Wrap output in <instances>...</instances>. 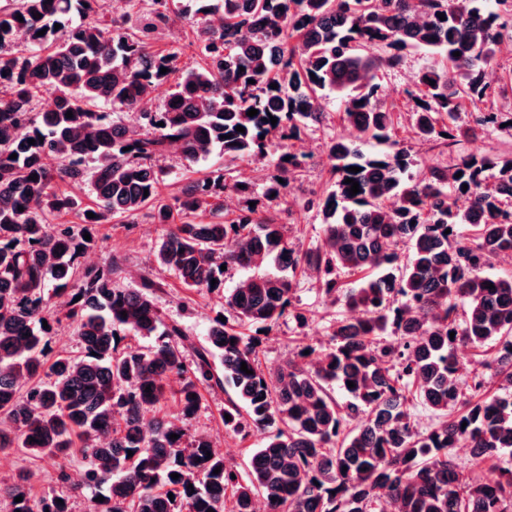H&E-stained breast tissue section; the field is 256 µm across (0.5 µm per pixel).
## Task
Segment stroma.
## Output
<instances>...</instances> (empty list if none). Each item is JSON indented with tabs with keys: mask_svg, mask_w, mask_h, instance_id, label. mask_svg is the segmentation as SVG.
<instances>
[{
	"mask_svg": "<svg viewBox=\"0 0 512 512\" xmlns=\"http://www.w3.org/2000/svg\"><path fill=\"white\" fill-rule=\"evenodd\" d=\"M428 60L424 51H408L403 64L382 78L386 105L399 122L397 137L405 146L411 143L405 123L413 106L410 93L416 88L418 72ZM324 110L326 119L323 124L291 143L293 152L307 156L308 165L299 179L291 183L285 202L277 207L281 223L287 226L289 241L300 251L314 248L324 236L322 213L318 208L309 206L308 201L331 190L333 180L326 144L330 139L345 136L348 129L341 116V103L336 97L325 100ZM279 155V150L274 149L262 160L245 158L229 163L214 154L193 165L173 155L168 160L170 172L162 190L165 195H177L209 167L220 165L224 168L227 183L247 181L255 196L259 197L265 185L278 173ZM162 231V225L143 215L130 219L126 224L101 225L98 242L84 257L83 263L95 267L118 262L119 269L114 279L124 288L140 287L146 277L154 280L157 284L155 298L165 322L178 323L193 343H203L212 318L222 314L226 319H233V312L227 311L224 304V294L236 288L245 273L238 268L229 269L224 275V289L220 292L184 288L173 272L159 269L155 262V244ZM293 285L292 307L296 314H304V321H296L295 314L263 329L255 325L243 328L245 334L261 339L259 359L263 369L276 370L306 345L313 347L316 353H323L331 346V332L336 320L348 314L344 305L331 304L321 295L315 272L298 270ZM231 396L228 389L203 391L198 410L188 425L194 434L210 439L223 452L226 462L245 474L249 471V456L253 449L262 446L265 433L255 428L239 432L225 427L221 413ZM83 466L84 460L78 451L73 452L62 466L53 460L36 458L16 449L0 454V476L8 478L19 470H30L34 475V493L66 496L72 512H85L86 504L78 488ZM62 469L69 475L64 483L57 479Z\"/></svg>",
	"mask_w": 512,
	"mask_h": 512,
	"instance_id": "obj_1",
	"label": "stroma"
}]
</instances>
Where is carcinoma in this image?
<instances>
[{"instance_id": "obj_1", "label": "carcinoma", "mask_w": 512, "mask_h": 512, "mask_svg": "<svg viewBox=\"0 0 512 512\" xmlns=\"http://www.w3.org/2000/svg\"><path fill=\"white\" fill-rule=\"evenodd\" d=\"M97 2L0 4V453L56 460L81 449L87 512H224L229 496L232 512H256L260 501L265 512H377L382 499L398 512H512V277L486 274L512 251V101L501 103L512 71L491 78L512 0H186L205 22L189 43L203 65L185 69L183 47L155 49L172 22L169 0H127L129 27L109 24ZM410 49L431 54L410 93L414 136L434 150L426 158L396 139L377 82ZM168 83L165 104L149 107ZM329 94L360 136L327 146L334 185L319 199L326 227L316 248L294 250L270 208L246 204L221 220L217 200L249 184L227 185L220 169L178 197L163 194L160 161L172 149L191 165L214 153L262 159L276 144L280 177L265 197L281 199L305 169L288 142L323 122ZM101 104L135 112L144 133L127 132ZM467 104L472 120L462 123ZM490 127L506 137L500 146L462 151ZM348 178L359 183L354 196ZM87 179L90 210L61 189ZM142 212L164 225L157 264L187 288L220 289L223 265L261 270L224 296L242 325L283 318L289 273L304 266L357 316L336 321L319 362L307 365L301 351L273 372L254 339L216 316L189 363L154 282L119 287L115 262L81 268L99 225ZM206 212L214 220L197 221ZM66 214L78 228L56 227ZM367 268L378 274L341 287L339 272ZM56 305L74 325L75 357L52 355ZM130 335L151 345L120 348ZM466 349L483 371L464 386ZM172 374L184 377L179 424L149 415ZM214 385L235 395L224 426L269 431L246 478L186 427L200 390ZM416 404L436 417L424 432L412 423ZM462 439L478 449L467 469L454 456ZM487 465L499 471L491 482L478 475ZM0 506L71 512L63 495H34L23 470L0 481Z\"/></svg>"}]
</instances>
